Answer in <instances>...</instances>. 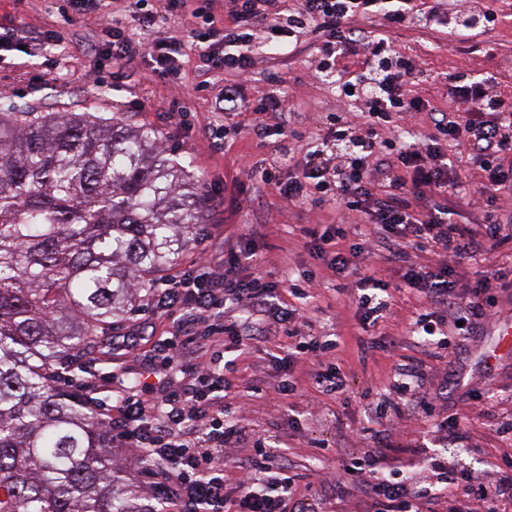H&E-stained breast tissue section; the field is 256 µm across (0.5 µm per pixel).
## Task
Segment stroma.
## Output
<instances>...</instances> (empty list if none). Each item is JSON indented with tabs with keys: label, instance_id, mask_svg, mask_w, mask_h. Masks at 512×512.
Here are the masks:
<instances>
[{
	"label": "stroma",
	"instance_id": "35a3bbf8",
	"mask_svg": "<svg viewBox=\"0 0 512 512\" xmlns=\"http://www.w3.org/2000/svg\"><path fill=\"white\" fill-rule=\"evenodd\" d=\"M491 3L505 17L483 36L452 42L445 33L417 25L394 33V42L421 72L414 95L445 109L450 104L448 76L487 74L496 77L501 92L512 95V0ZM61 4L62 0H0V36L12 35L24 44L23 51L0 59V89L9 91L0 106L37 114L91 112L105 120L117 116L131 126L153 127L173 154L188 157L193 184L205 200L208 235L188 244L180 267H188L204 253L219 255L225 240L238 239L249 226L266 224L268 237L256 239L255 244L267 280L292 279L306 270L314 273L308 298L288 295L284 301L298 309L311 334L336 340L331 360L347 378L346 391L337 399L316 395L309 383L314 364L299 360L292 367L296 394L277 395L273 386L278 373L271 359L279 355L280 341L269 338L242 355L230 376L238 390L254 380L262 382L263 395L246 403L247 427L259 436L281 437L288 445L292 472L308 481L323 472H339L352 454L406 461L412 458L415 443H424L432 451L445 448L439 425L453 415L465 424L471 451L464 457L449 455V462L469 470L492 469L504 453L493 424L497 417L512 413V350L494 360L485 359L483 351L491 341L494 319L512 314V240H505L496 251L507 276L488 294L487 318L460 341L454 354L443 352L426 360L424 388L436 405L432 416L426 419L407 411L398 419L379 420L374 436L360 437L356 430L370 416L362 393L370 386L383 387L398 363L416 357L406 331L416 313L426 309V300L407 290L397 293L385 321L374 332L365 331L352 309L353 278L337 277L313 258L304 236L306 227L341 220L370 233L362 214L331 204L315 206L279 198L249 171L252 162L266 156L267 146L243 135L224 149L215 148L210 104L194 91L199 80L194 60L186 61L177 86L149 77L137 61L126 65L121 80H112V59L94 21L83 15L65 20L59 12ZM44 32L59 36V44L42 43ZM316 55L315 45L305 38L285 54L255 49L256 64L246 82V93L254 99L271 88L273 76L283 77L297 112L296 128L306 137L345 109L335 89L317 72ZM242 191L248 202L231 206V199ZM173 326L172 318L134 312L114 321L112 334H136L153 344ZM373 333L395 337L398 348H368ZM112 465L120 483L135 487L146 512L156 505L151 488L134 464L132 449L113 448Z\"/></svg>",
	"mask_w": 512,
	"mask_h": 512
}]
</instances>
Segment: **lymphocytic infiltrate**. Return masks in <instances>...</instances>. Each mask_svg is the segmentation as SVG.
Wrapping results in <instances>:
<instances>
[{"label":"lymphocytic infiltrate","mask_w":512,"mask_h":512,"mask_svg":"<svg viewBox=\"0 0 512 512\" xmlns=\"http://www.w3.org/2000/svg\"><path fill=\"white\" fill-rule=\"evenodd\" d=\"M414 11L415 0H224L219 15L212 0H155L140 19V40H133L111 14H98L97 24L112 33L114 65L139 59L146 62L151 77L173 82L184 57L192 54L201 92L211 91L213 79L236 76V83L212 92L214 113L228 116L240 114L241 82L255 65L245 52L247 46L258 42L284 50L293 47L296 35L316 37L318 71L333 75L340 99L361 104L360 122L329 124L306 147L296 148L293 108L287 90L278 87L258 98L248 123L230 129L217 125L214 141L224 146L232 133L272 141L274 151L261 178L281 199L339 204L366 214L386 243L397 283L374 272L355 274L352 259L363 245L350 242L349 248H339V241L348 237L346 225L309 228V250L336 275H356V313L363 326L373 328L385 319L393 289L424 294L432 309L412 321L409 333L417 347L427 349L448 336L470 333L486 315L487 291L503 277L501 268L487 264L468 299L456 301L449 257L471 259L490 252L500 226L450 223L448 198L512 193V98L494 92L490 76L449 83L448 96L465 104L462 112L437 109L412 95L415 63L395 48L389 34L409 23ZM176 14L190 16L189 29L158 37V30ZM365 19L377 21L379 32L362 28ZM351 54L368 61L366 72L351 76L338 70V59ZM408 112L426 114L427 134L398 136V121ZM452 145L482 157L479 182L463 180L448 153ZM389 168L399 169V176L379 182ZM414 199L423 205L424 215L412 213ZM259 235L258 229H250L249 243L225 246L220 263L201 256L194 268L154 287L148 300L152 313H180L200 330L187 334L178 326L158 340L149 357L153 381L119 387L91 368L80 379L60 376L111 428L114 444L135 450L141 475L151 481L167 512H294L299 504L287 463L269 448L250 446L242 420H225L232 382L219 366L223 343L243 354L262 336L287 335L276 387L282 396L295 391L293 360L319 359L333 348L297 329V310L282 301L279 286L265 280L259 268L253 243ZM412 247L430 252V260L411 262ZM230 309L259 315L262 334L248 333L247 322L226 319ZM206 351L212 352V360L184 369L187 355ZM425 378L422 360L402 364L393 377L398 397L384 402L390 413L399 414L404 405L428 410L432 398L421 390ZM245 446L250 452L238 460L234 483H227L224 451ZM349 467L370 512H432L439 481L455 489L449 512H485L490 503L504 510L512 504L511 456L493 470L456 475L449 472L447 458L437 455L422 460L415 478L393 473L367 457L352 458Z\"/></svg>","instance_id":"f902f5d3"}]
</instances>
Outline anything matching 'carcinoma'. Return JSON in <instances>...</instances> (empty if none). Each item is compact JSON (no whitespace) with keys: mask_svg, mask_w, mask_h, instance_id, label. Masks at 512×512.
Here are the masks:
<instances>
[{"mask_svg":"<svg viewBox=\"0 0 512 512\" xmlns=\"http://www.w3.org/2000/svg\"><path fill=\"white\" fill-rule=\"evenodd\" d=\"M189 162L89 112H0V512L145 511L112 435L54 381L199 235Z\"/></svg>","mask_w":512,"mask_h":512,"instance_id":"obj_1","label":"carcinoma"}]
</instances>
